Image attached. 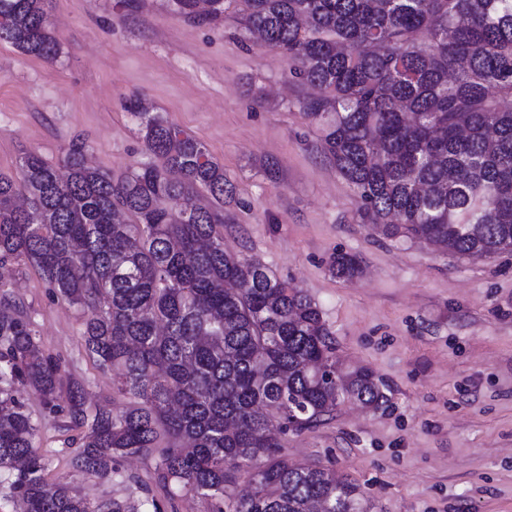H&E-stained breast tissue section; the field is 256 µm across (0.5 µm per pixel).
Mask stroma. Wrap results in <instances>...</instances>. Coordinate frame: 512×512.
<instances>
[{
    "label": "stroma",
    "instance_id": "obj_1",
    "mask_svg": "<svg viewBox=\"0 0 512 512\" xmlns=\"http://www.w3.org/2000/svg\"><path fill=\"white\" fill-rule=\"evenodd\" d=\"M242 8L233 0L217 19L192 20L168 0H48L57 60L0 44V174L16 175L28 153L58 164L80 139L122 178L148 159L123 107L140 96L232 181L225 248L308 295L340 363L368 368L388 398L376 410L344 402L329 424L288 434V458L335 468L360 486L370 512H512V253L461 258L362 224L358 193L301 113L309 86L278 52L245 41ZM336 253L356 256L360 273L332 275ZM1 296L60 362V391L77 380L88 411L126 406L85 350L82 312L33 266L6 270ZM23 402L40 426L48 480L92 501L153 498L162 512H208L200 497L168 498L137 457L108 477L73 469L79 430L38 395Z\"/></svg>",
    "mask_w": 512,
    "mask_h": 512
}]
</instances>
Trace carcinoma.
<instances>
[{
    "label": "carcinoma",
    "instance_id": "1",
    "mask_svg": "<svg viewBox=\"0 0 512 512\" xmlns=\"http://www.w3.org/2000/svg\"><path fill=\"white\" fill-rule=\"evenodd\" d=\"M45 2L0 0V43L57 58ZM174 2L187 17L223 13V0ZM242 2L245 33L317 90L300 109L363 223L460 257L512 253V0ZM126 109L152 160L125 177L88 165L81 140L64 177L33 153L18 177L0 174V268L28 260L80 309L86 351L134 399L90 414L80 382L60 395L33 323L1 312L0 471L14 475L19 512H137L48 487L22 389L52 410L63 401L82 430L79 471L108 476L136 456L170 496L196 494L211 512H308L320 499L369 512L355 483L283 449L288 433L334 417L336 385L373 410L386 394L368 369L339 365L307 295L224 248L234 187L204 145L136 98ZM330 270L350 278L359 261L338 253Z\"/></svg>",
    "mask_w": 512,
    "mask_h": 512
}]
</instances>
